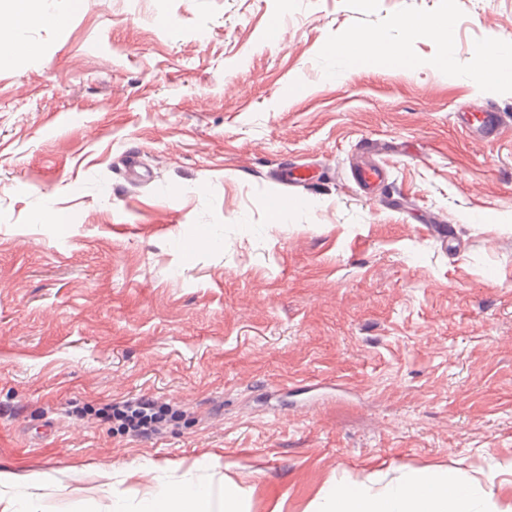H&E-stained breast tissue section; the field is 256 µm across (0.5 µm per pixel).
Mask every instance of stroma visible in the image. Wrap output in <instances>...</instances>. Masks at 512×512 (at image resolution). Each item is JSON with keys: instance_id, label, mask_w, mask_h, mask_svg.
I'll use <instances>...</instances> for the list:
<instances>
[{"instance_id": "obj_1", "label": "stroma", "mask_w": 512, "mask_h": 512, "mask_svg": "<svg viewBox=\"0 0 512 512\" xmlns=\"http://www.w3.org/2000/svg\"><path fill=\"white\" fill-rule=\"evenodd\" d=\"M44 7L70 18L0 8L32 47L0 66V470L39 484L38 512H142L158 480L228 476L249 512H306L425 466L512 506V125L486 142L454 118L512 113L477 79L512 0ZM409 17L449 19L456 74L326 79L354 34L431 59ZM368 140L373 194L351 172ZM141 397L176 411L161 434L101 414Z\"/></svg>"}]
</instances>
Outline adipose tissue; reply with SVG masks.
<instances>
[{
    "label": "adipose tissue",
    "instance_id": "adipose-tissue-1",
    "mask_svg": "<svg viewBox=\"0 0 512 512\" xmlns=\"http://www.w3.org/2000/svg\"><path fill=\"white\" fill-rule=\"evenodd\" d=\"M402 26L407 32H422L434 38L439 46L434 58L424 61L405 45L361 36L331 42L326 52L344 71L360 65L386 64L408 71L424 66L446 74L452 71L454 58L447 24L407 19ZM380 477L375 471L362 481L330 485L318 493L307 512H485L475 496L473 482L447 471L410 470L387 484L381 483ZM242 494V488L231 480L217 496L204 489L161 482L154 488L148 512H245Z\"/></svg>",
    "mask_w": 512,
    "mask_h": 512
}]
</instances>
